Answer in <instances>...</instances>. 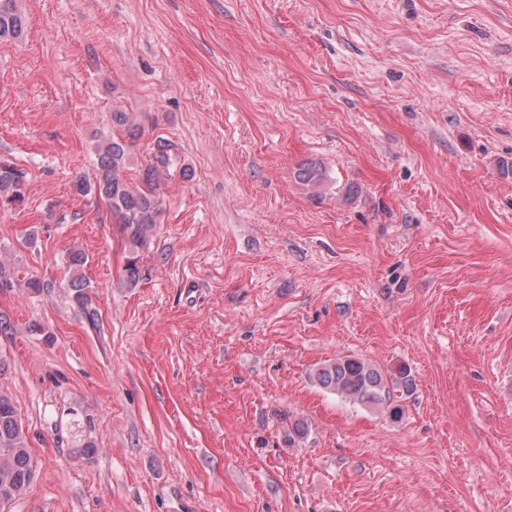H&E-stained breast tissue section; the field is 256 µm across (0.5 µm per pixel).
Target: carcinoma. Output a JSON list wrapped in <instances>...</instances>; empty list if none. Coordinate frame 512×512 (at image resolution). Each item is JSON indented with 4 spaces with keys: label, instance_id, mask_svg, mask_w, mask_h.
<instances>
[{
    "label": "carcinoma",
    "instance_id": "1",
    "mask_svg": "<svg viewBox=\"0 0 512 512\" xmlns=\"http://www.w3.org/2000/svg\"><path fill=\"white\" fill-rule=\"evenodd\" d=\"M25 29V19L19 12L16 0H0V41L20 38ZM112 128L124 131L127 137L97 136L96 173L92 179L74 181L75 192L82 196L93 195L106 206V220L117 225L125 243L126 257L118 287L134 288L141 280L140 259L149 248L156 225L162 223L163 211L155 194V186L163 170L171 165L170 145L163 139L155 140L152 161L132 178L131 138L141 132L129 112L112 113ZM299 183L317 195L330 180L326 166L318 161L300 165L295 173ZM26 200V173L16 164L0 161V207L21 206ZM85 264L84 253L78 249L69 252V268L73 269L67 287L74 300L83 308L88 307L86 289L89 282L80 273ZM22 286L38 293L47 284L37 278L20 282L14 272L0 260V288ZM314 382L341 400L364 407H376L392 420H399L404 408L395 396H407L414 390L415 380L411 370L400 365L395 370H383L359 359L342 357L318 367ZM34 478V469L27 437L10 392L0 390V498L15 490L27 488Z\"/></svg>",
    "mask_w": 512,
    "mask_h": 512
}]
</instances>
